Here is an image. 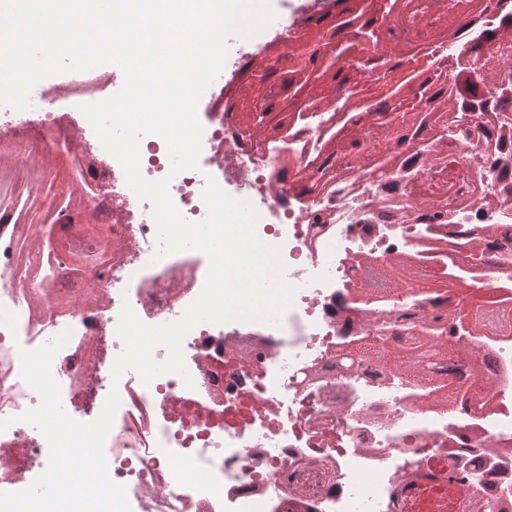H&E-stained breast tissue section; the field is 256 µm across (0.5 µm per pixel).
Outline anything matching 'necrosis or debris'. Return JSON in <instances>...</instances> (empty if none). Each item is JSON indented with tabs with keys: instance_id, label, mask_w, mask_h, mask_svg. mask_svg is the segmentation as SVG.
I'll use <instances>...</instances> for the list:
<instances>
[{
	"instance_id": "necrosis-or-debris-1",
	"label": "necrosis or debris",
	"mask_w": 512,
	"mask_h": 512,
	"mask_svg": "<svg viewBox=\"0 0 512 512\" xmlns=\"http://www.w3.org/2000/svg\"><path fill=\"white\" fill-rule=\"evenodd\" d=\"M281 0L276 22L238 42L198 105L200 168L171 175L162 137L140 141V170L169 179L189 221L205 218L206 177L252 203L258 237L280 247L294 302L279 324L194 327L183 341L198 399L175 374L112 382L123 303L139 319H178L209 260L183 250L153 261L149 202L127 186L70 99L107 98L98 72L33 88L30 109L0 107V167L23 146L22 192L75 177L52 241L33 225L0 232V492L27 488L48 442L21 414L41 403L20 350L64 330L51 371L70 417L120 406L105 441L109 476L132 512H402L401 494L428 457L464 476L469 512H512V336L486 343L495 363L462 375L454 409L428 381L391 376L383 339L448 329L477 293L512 300V0ZM273 60L275 83L252 74ZM57 248L27 288L29 251ZM385 259L431 271L430 292L364 299L359 267ZM479 407H472V397Z\"/></svg>"
}]
</instances>
